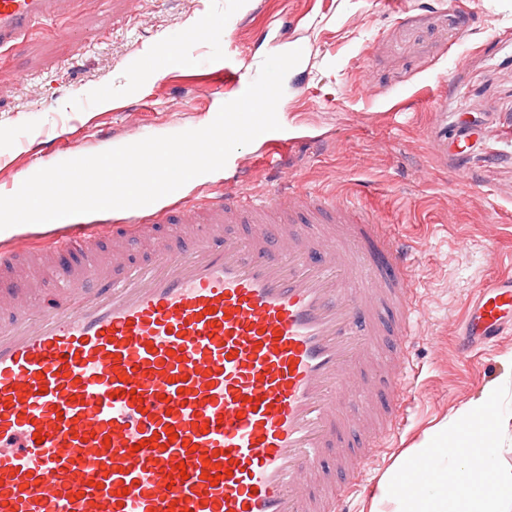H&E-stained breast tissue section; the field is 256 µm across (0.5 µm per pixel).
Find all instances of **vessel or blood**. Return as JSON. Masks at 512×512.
Wrapping results in <instances>:
<instances>
[{"instance_id":"b4317fda","label":"vessel or blood","mask_w":512,"mask_h":512,"mask_svg":"<svg viewBox=\"0 0 512 512\" xmlns=\"http://www.w3.org/2000/svg\"><path fill=\"white\" fill-rule=\"evenodd\" d=\"M59 2L0 0V48ZM173 218L199 225L190 245L88 257L52 311L0 289V512H354L418 394L416 243L310 191L128 221ZM509 322L507 272L466 307L458 357Z\"/></svg>"}]
</instances>
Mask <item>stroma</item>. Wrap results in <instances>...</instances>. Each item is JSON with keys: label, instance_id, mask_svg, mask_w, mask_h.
Segmentation results:
<instances>
[{"label": "stroma", "instance_id": "obj_1", "mask_svg": "<svg viewBox=\"0 0 512 512\" xmlns=\"http://www.w3.org/2000/svg\"><path fill=\"white\" fill-rule=\"evenodd\" d=\"M248 2L68 0L0 49V195L139 131L207 126L224 97L209 96L204 74L226 61L258 73L286 50L266 15L287 22L306 48L280 102L291 145L276 167L263 141L239 148V190L334 191L419 240L420 394L372 465L381 477L432 425L512 378L511 329L469 362L453 350L474 289L512 267V0H264L236 26L232 8ZM191 27L200 38L183 42ZM156 59L179 66L161 74ZM79 261L55 257L31 276V304Z\"/></svg>", "mask_w": 512, "mask_h": 512}]
</instances>
